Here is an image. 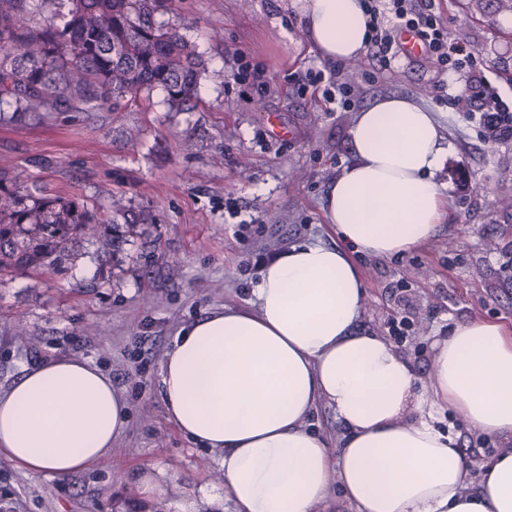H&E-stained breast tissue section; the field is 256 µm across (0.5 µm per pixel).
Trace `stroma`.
Wrapping results in <instances>:
<instances>
[{"label": "stroma", "instance_id": "1", "mask_svg": "<svg viewBox=\"0 0 512 512\" xmlns=\"http://www.w3.org/2000/svg\"><path fill=\"white\" fill-rule=\"evenodd\" d=\"M452 40L480 44L485 74L512 95V24H488L466 0H438ZM156 22L193 42L204 63L195 108L168 111L161 91L126 111L88 104L23 119L0 115V166L25 171L48 193L90 210L125 209L112 254L77 242L60 271L0 278V391L33 365L87 360L126 393L131 418L109 456L68 477L32 476L0 457V512H236L216 453L168 420L160 393L164 353L188 324L251 296L260 257L299 242L336 244L322 205L352 160L356 111L400 95L437 112L450 150L437 180L454 206L421 249L357 255L367 282L360 330L387 336L392 317L410 331L396 348L427 378L448 325L512 320V138L484 140L478 123L438 97L456 77L433 60L400 58L377 82L369 57L342 65L352 110H327L298 83L322 59L307 41L295 0H166ZM270 82L238 80L241 62ZM138 132V144L128 140ZM473 466L499 442L455 413ZM152 472L159 496L140 477Z\"/></svg>", "mask_w": 512, "mask_h": 512}]
</instances>
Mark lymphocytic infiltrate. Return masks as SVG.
Listing matches in <instances>:
<instances>
[{"label":"lymphocytic infiltrate","mask_w":512,"mask_h":512,"mask_svg":"<svg viewBox=\"0 0 512 512\" xmlns=\"http://www.w3.org/2000/svg\"><path fill=\"white\" fill-rule=\"evenodd\" d=\"M361 4L370 24L369 55L379 69L390 67L401 57L400 34L414 32L425 56L459 77L457 87L448 95L449 105L461 100L469 102L471 112L479 116L484 140L512 137V98L492 84L466 45L450 39L448 24L436 0H361ZM340 71V64L328 62L323 69L307 72L305 79L324 101L346 110L354 102V92L350 84L341 80Z\"/></svg>","instance_id":"f902f5d3"}]
</instances>
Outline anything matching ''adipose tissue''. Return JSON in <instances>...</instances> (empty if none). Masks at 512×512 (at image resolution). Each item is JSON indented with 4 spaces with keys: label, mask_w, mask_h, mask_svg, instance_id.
<instances>
[{
    "label": "adipose tissue",
    "mask_w": 512,
    "mask_h": 512,
    "mask_svg": "<svg viewBox=\"0 0 512 512\" xmlns=\"http://www.w3.org/2000/svg\"><path fill=\"white\" fill-rule=\"evenodd\" d=\"M323 59L353 61L368 42L360 0H302ZM352 162L330 182L335 245L301 242L266 262L246 305L184 328L161 364L169 420L217 452L238 512H312L340 487L356 512H512V323L473 318L437 338L427 379L385 338L358 330L367 283L354 253L392 257L435 234L447 200L434 179L448 155L434 112L384 96L357 112ZM344 429L337 446L307 429L319 403ZM460 414L501 447L471 476ZM129 421L101 368L56 359L0 392V457L33 475L85 471Z\"/></svg>",
    "instance_id": "adipose-tissue-1"
}]
</instances>
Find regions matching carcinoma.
<instances>
[{
  "label": "carcinoma",
  "mask_w": 512,
  "mask_h": 512,
  "mask_svg": "<svg viewBox=\"0 0 512 512\" xmlns=\"http://www.w3.org/2000/svg\"><path fill=\"white\" fill-rule=\"evenodd\" d=\"M61 23L41 24L30 0H0V103L18 115L95 101L119 111L159 89L171 112L190 109L204 68L194 45L155 23L162 0H66ZM487 16L512 0H476ZM74 199L45 193L22 172L0 169V275L54 272L69 245L116 239Z\"/></svg>",
  "instance_id": "obj_1"
}]
</instances>
